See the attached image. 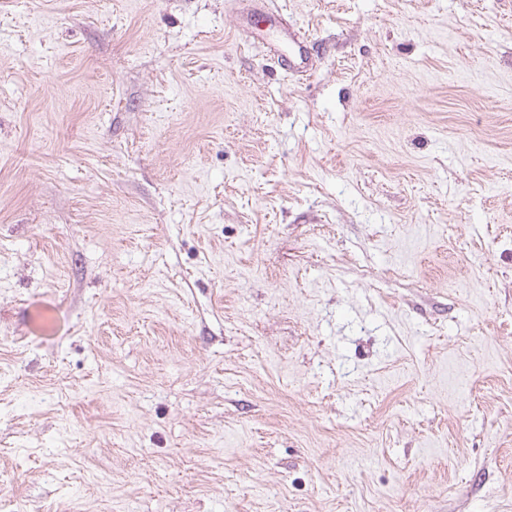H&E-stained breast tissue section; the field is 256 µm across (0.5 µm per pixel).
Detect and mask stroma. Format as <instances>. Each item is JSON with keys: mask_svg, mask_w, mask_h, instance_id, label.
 <instances>
[{"mask_svg": "<svg viewBox=\"0 0 512 512\" xmlns=\"http://www.w3.org/2000/svg\"><path fill=\"white\" fill-rule=\"evenodd\" d=\"M0 0V512H512V0ZM270 18L278 24V44L281 48H270L274 51L279 65L292 76L306 77L312 68L308 53L307 37L299 28L288 25L286 28L282 22L279 11L270 9ZM288 46V51L285 47ZM280 52V53H279Z\"/></svg>", "mask_w": 512, "mask_h": 512, "instance_id": "obj_1", "label": "stroma"}]
</instances>
